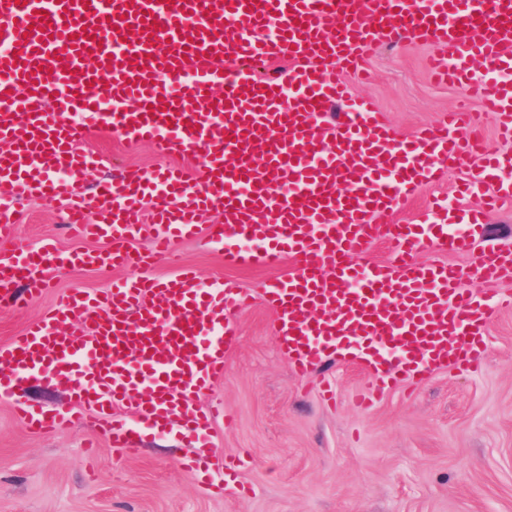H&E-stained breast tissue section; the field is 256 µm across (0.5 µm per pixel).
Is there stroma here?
Wrapping results in <instances>:
<instances>
[{"instance_id": "stroma-1", "label": "stroma", "mask_w": 512, "mask_h": 512, "mask_svg": "<svg viewBox=\"0 0 512 512\" xmlns=\"http://www.w3.org/2000/svg\"><path fill=\"white\" fill-rule=\"evenodd\" d=\"M439 51L412 41L384 44L367 75L344 80L352 95L374 100L398 137L409 138L463 101V87L435 85L426 73L427 58ZM87 146L104 156L106 177L162 162L148 144L118 135H93ZM477 167L473 160L446 172L378 215V223H416ZM17 217L12 244L19 249L46 241L67 251L99 247L66 235L57 201L20 204ZM178 256L175 264L157 262L153 275L170 276L184 264L203 282L231 278L254 297L233 317L239 342L224 357L223 378L201 398L224 407L208 452L244 460L236 482L220 496L199 491L183 468L192 449L176 431L143 432L139 455L129 459L113 453L93 421L34 436L15 405L0 402V512H512V311L494 314L477 370L437 369L364 409L356 399L373 382L366 369L339 361L303 377L280 350L260 294L292 270V258L228 267L200 235L181 242ZM118 276L99 266L52 268L43 295L0 303V344L52 310L58 292H101ZM325 375L336 388L330 403L320 387ZM19 397L47 412L71 402L69 388L50 379L25 383Z\"/></svg>"}]
</instances>
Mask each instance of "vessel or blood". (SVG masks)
<instances>
[{
    "label": "vessel or blood",
    "instance_id": "b4317fda",
    "mask_svg": "<svg viewBox=\"0 0 512 512\" xmlns=\"http://www.w3.org/2000/svg\"><path fill=\"white\" fill-rule=\"evenodd\" d=\"M408 38L443 45L430 63L434 76L465 83L512 140V0H0V296L20 284L43 293L52 264H133L128 246L142 237L152 259H165L197 235L203 213L217 210L223 223L206 231L226 264L296 261L293 273L262 290L294 372L332 356L364 366L373 385L359 401L368 406L432 369L471 370L493 310H512V293L497 288L512 279V251L479 254L478 291L457 267L415 255L473 251L486 209L512 201L503 177L512 155L482 153L459 112L398 139L371 100H351L333 75L338 67L362 71L380 45ZM279 60L292 69L265 75ZM96 129L150 142L162 155H194L197 172L168 166L100 176L101 159L79 148ZM476 154L482 163L447 219L377 223ZM89 197L95 224L84 221ZM42 198L64 205L73 236L103 248L6 249L11 208ZM451 220L465 224L464 234L449 233ZM381 239L393 243L392 259L366 261ZM252 300L234 280L206 286L190 268L61 295L43 319L0 345V401L49 372L67 380L73 405L52 413L19 407L32 433L93 413L123 456L137 454L144 428L206 437L220 411L199 400L238 341L230 312ZM73 319L90 331L62 332ZM186 470L215 495L238 475L234 462L206 455Z\"/></svg>",
    "mask_w": 512,
    "mask_h": 512
}]
</instances>
